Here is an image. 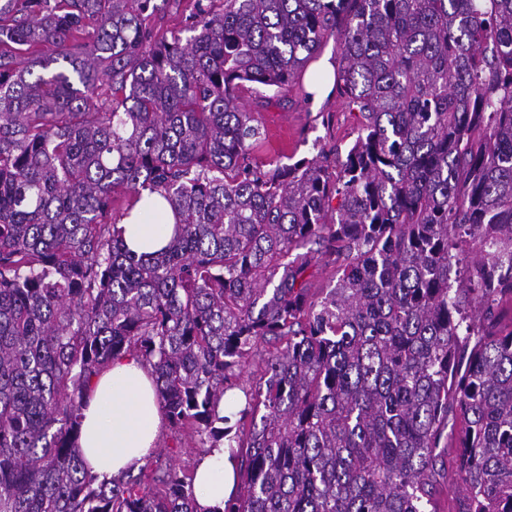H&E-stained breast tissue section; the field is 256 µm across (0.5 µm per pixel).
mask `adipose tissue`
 <instances>
[{
  "label": "adipose tissue",
  "instance_id": "adipose-tissue-1",
  "mask_svg": "<svg viewBox=\"0 0 512 512\" xmlns=\"http://www.w3.org/2000/svg\"><path fill=\"white\" fill-rule=\"evenodd\" d=\"M169 207L146 213L135 207L124 218L125 242L135 252L163 247L172 231ZM162 424L160 406L150 371L140 358H116L91 384L83 411L79 452L87 468L104 480L138 470L156 448ZM236 486L234 464L227 448H213L193 465V489L198 512L223 506Z\"/></svg>",
  "mask_w": 512,
  "mask_h": 512
}]
</instances>
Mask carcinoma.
<instances>
[{"label": "carcinoma", "mask_w": 512, "mask_h": 512, "mask_svg": "<svg viewBox=\"0 0 512 512\" xmlns=\"http://www.w3.org/2000/svg\"><path fill=\"white\" fill-rule=\"evenodd\" d=\"M171 3L0 0V512H197L162 455L99 481L77 452L124 354L236 459L214 512H427L440 448L465 512H512V0H196L168 34ZM329 39L355 139L263 162L240 92ZM146 194L174 228L139 255ZM156 211L146 219L145 208L139 204L122 221L125 242L132 251H155L166 244L172 231L173 215L166 205Z\"/></svg>", "instance_id": "carcinoma-1"}]
</instances>
